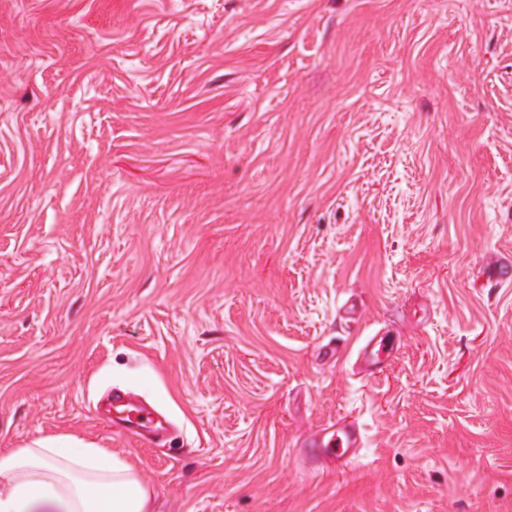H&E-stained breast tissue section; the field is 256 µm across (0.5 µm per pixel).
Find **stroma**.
Segmentation results:
<instances>
[{"label":"stroma","mask_w":512,"mask_h":512,"mask_svg":"<svg viewBox=\"0 0 512 512\" xmlns=\"http://www.w3.org/2000/svg\"><path fill=\"white\" fill-rule=\"evenodd\" d=\"M504 265L512 0H0V449H111L156 512H512ZM392 352L393 348L385 342L384 337L376 342L375 337L369 339L359 350L366 374L373 375L381 371L385 361L391 357ZM96 418L115 432L139 438L146 443L159 446L157 439L166 430L167 421L151 410L134 405L119 390H113L108 407L95 411ZM306 446L314 448V458L329 461L336 471H346L366 446L361 428L344 417L317 427L307 438Z\"/></svg>","instance_id":"stroma-1"}]
</instances>
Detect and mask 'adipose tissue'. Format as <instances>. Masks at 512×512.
<instances>
[{
  "instance_id": "ef3b65f1",
  "label": "adipose tissue",
  "mask_w": 512,
  "mask_h": 512,
  "mask_svg": "<svg viewBox=\"0 0 512 512\" xmlns=\"http://www.w3.org/2000/svg\"><path fill=\"white\" fill-rule=\"evenodd\" d=\"M152 501L125 458L74 436L0 452V512H151Z\"/></svg>"
}]
</instances>
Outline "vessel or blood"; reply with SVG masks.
Here are the masks:
<instances>
[{
	"label": "vessel or blood",
	"instance_id": "1",
	"mask_svg": "<svg viewBox=\"0 0 512 512\" xmlns=\"http://www.w3.org/2000/svg\"><path fill=\"white\" fill-rule=\"evenodd\" d=\"M393 349L385 340H368L360 350L366 374L382 370ZM96 418L116 432L156 444L166 429V421L151 410L134 405L119 390L113 391L107 408L96 411ZM307 447L315 457L333 464L336 471H346L358 458L366 437L361 428L346 418L339 417L317 427L308 437Z\"/></svg>",
	"mask_w": 512,
	"mask_h": 512
}]
</instances>
